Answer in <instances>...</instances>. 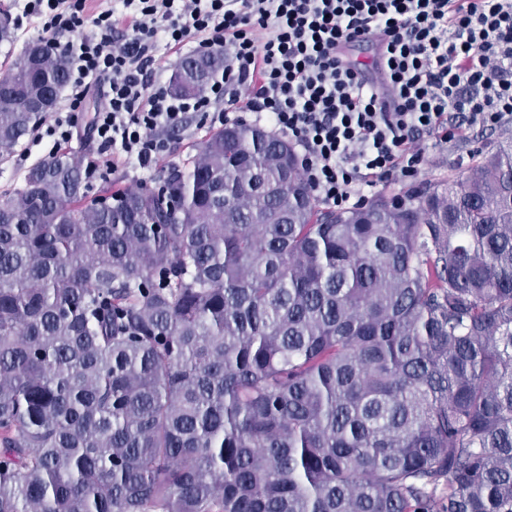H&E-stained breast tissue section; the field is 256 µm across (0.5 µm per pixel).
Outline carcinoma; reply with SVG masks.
Returning <instances> with one entry per match:
<instances>
[{
  "label": "carcinoma",
  "mask_w": 512,
  "mask_h": 512,
  "mask_svg": "<svg viewBox=\"0 0 512 512\" xmlns=\"http://www.w3.org/2000/svg\"><path fill=\"white\" fill-rule=\"evenodd\" d=\"M68 78L0 71L1 159ZM159 182L64 148L0 197V512H512V139L350 210L251 125Z\"/></svg>",
  "instance_id": "1"
}]
</instances>
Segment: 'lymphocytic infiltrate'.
<instances>
[{"label":"lymphocytic infiltrate","instance_id":"1","mask_svg":"<svg viewBox=\"0 0 512 512\" xmlns=\"http://www.w3.org/2000/svg\"><path fill=\"white\" fill-rule=\"evenodd\" d=\"M27 0L45 42L92 22L67 48L68 107L51 132L72 139L75 118L102 83L86 133L99 157L153 175L167 133L203 109L212 123L244 116L301 151L313 195L336 208L361 204L378 183L415 176L430 146L475 126L512 124V0ZM377 40L366 65L348 44ZM224 51L208 95L175 96L157 79L160 46Z\"/></svg>","mask_w":512,"mask_h":512}]
</instances>
